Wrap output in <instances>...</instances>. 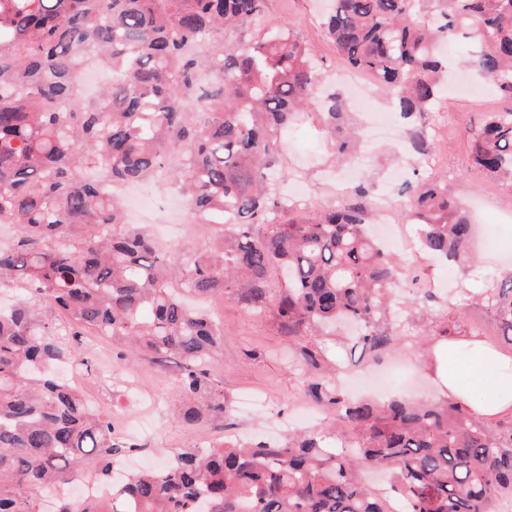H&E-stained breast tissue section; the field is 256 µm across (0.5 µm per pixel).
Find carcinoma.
<instances>
[{
  "instance_id": "obj_1",
  "label": "carcinoma",
  "mask_w": 512,
  "mask_h": 512,
  "mask_svg": "<svg viewBox=\"0 0 512 512\" xmlns=\"http://www.w3.org/2000/svg\"><path fill=\"white\" fill-rule=\"evenodd\" d=\"M266 0H0V224L18 237L0 247V284L19 290L0 308V512H98L62 491L94 466L110 475L130 444L74 386L50 371L78 360L79 336L120 339L132 353L174 354L187 426L224 418V388L204 364L224 332L184 296L273 307L293 336L339 321L360 326L362 346L397 344L381 331L393 309L395 255L366 232L369 190L331 211L288 212L275 166L281 131L320 96L315 53L293 27L224 45L259 26ZM324 19L343 64L366 71L414 120L440 98L448 65L439 46L467 31L478 49L463 66L512 99V0H332ZM110 80L98 97L77 75ZM333 150L351 155L359 133L338 124L343 101H321ZM472 163L512 188V109L486 116ZM177 186L193 215L221 223L214 253L169 250L137 229L120 230L115 195L129 183ZM399 218L419 224L427 254L457 257L470 222L437 180L411 185ZM478 301L512 345V277ZM462 335L448 302L442 329ZM307 394L336 410L359 444L340 453L320 432L288 442L226 441L181 448L158 469L116 488L113 512H497L512 499V424L486 423L457 402L348 401L316 356L301 352ZM393 485L374 489L369 467Z\"/></svg>"
}]
</instances>
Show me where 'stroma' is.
<instances>
[{"mask_svg":"<svg viewBox=\"0 0 512 512\" xmlns=\"http://www.w3.org/2000/svg\"><path fill=\"white\" fill-rule=\"evenodd\" d=\"M265 11L268 18L295 25L299 36L316 51L328 86L336 87V72L341 64L321 24L318 0H266ZM469 84V90L448 92L432 112L420 118L423 128H448L447 139H434L430 155H415L400 141L372 136L359 173L375 189L385 192L396 187L391 178L396 169L405 181L446 176L449 197L460 200L466 209H477L483 216V223L474 227L471 246L478 263L466 259L445 263L417 248L401 252L400 257L405 274L421 273L428 286L435 289H457L465 329L481 335L483 345L495 348L499 354L498 359L481 366L482 377L489 380L500 376L499 360L511 359L512 347L496 337L498 325L494 316L477 304L474 296L494 281L512 275V256L484 249L490 237L512 245V189L494 183L473 166L471 137L484 113L511 108L512 100L500 96L490 81L473 77ZM282 138L286 143L282 164L308 184L310 210L317 212L336 204V181L347 171L336 165L330 154L320 110L301 112ZM204 307L224 329V352L206 366L209 376L224 387L228 410L220 421L203 422L193 428L180 422L176 386L182 366L179 358H159L148 353L132 356L120 343L104 339L96 345L86 339L80 346L79 389L84 396L106 399L104 412L112 420L120 422L131 415L127 387L138 386L148 405L140 417L149 429L138 435L137 442L150 452L169 458L179 449L218 443L227 436L284 442L309 428L330 432L336 443L352 440L347 422L305 394L294 361L295 353L303 346L316 352L325 364L338 365L351 374L390 370L387 394L427 397L438 393L426 367L430 347L412 336L411 328L421 324L438 328L447 309L422 293L408 292L402 320L387 325L389 331L402 336L403 342L383 352L353 344L348 329L342 327L316 340L297 339L289 335L270 308L257 312L234 300L208 301Z\"/></svg>","mask_w":512,"mask_h":512,"instance_id":"obj_1","label":"stroma"}]
</instances>
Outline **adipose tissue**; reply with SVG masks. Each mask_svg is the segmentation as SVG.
<instances>
[{
	"mask_svg": "<svg viewBox=\"0 0 512 512\" xmlns=\"http://www.w3.org/2000/svg\"><path fill=\"white\" fill-rule=\"evenodd\" d=\"M458 346V341L448 340L437 343L433 351L431 370L443 394L467 407L474 416L489 422L512 413V397L502 395L504 389H512V365L504 364L499 379L484 380L479 366L481 361L493 358V350L473 345L476 360L461 364L453 357Z\"/></svg>",
	"mask_w": 512,
	"mask_h": 512,
	"instance_id": "1",
	"label": "adipose tissue"
}]
</instances>
